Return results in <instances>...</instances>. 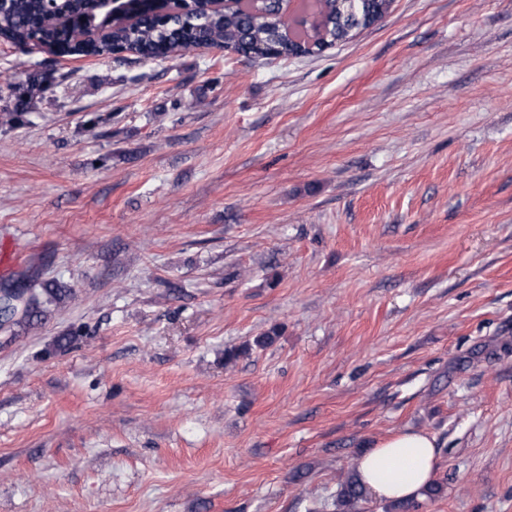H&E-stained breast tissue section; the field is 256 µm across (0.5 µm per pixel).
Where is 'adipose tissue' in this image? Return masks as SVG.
Listing matches in <instances>:
<instances>
[{"instance_id": "1", "label": "adipose tissue", "mask_w": 512, "mask_h": 512, "mask_svg": "<svg viewBox=\"0 0 512 512\" xmlns=\"http://www.w3.org/2000/svg\"><path fill=\"white\" fill-rule=\"evenodd\" d=\"M435 439L415 429L377 443L357 462L358 477L373 498L413 500L431 484L437 469Z\"/></svg>"}]
</instances>
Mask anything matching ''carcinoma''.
<instances>
[{
  "instance_id": "obj_1",
  "label": "carcinoma",
  "mask_w": 512,
  "mask_h": 512,
  "mask_svg": "<svg viewBox=\"0 0 512 512\" xmlns=\"http://www.w3.org/2000/svg\"><path fill=\"white\" fill-rule=\"evenodd\" d=\"M58 8L80 12L87 17L99 13L95 0H78L76 3L62 0ZM130 8L141 10L134 25L115 16L108 21L107 32L102 37L62 39L48 22L43 0H11L0 13V31L18 47L37 42L68 57L106 58L131 53L146 60L168 55L181 45L222 48L226 43L254 51L261 46L277 47L287 54H295L301 49L288 21L285 0H261L256 5L244 3L222 12L208 9L200 0L194 8L178 13H156L144 0H132ZM386 9L387 0H320L317 4L318 26L326 40L339 42L352 36V21L380 14ZM56 80L53 69L36 71L22 87V95L31 102ZM66 297L67 289L46 282L25 305L14 304L8 297L5 303L13 311L21 312V317L12 321L13 325L29 326L41 318L43 305L60 303ZM364 496L355 470H348L339 483L334 502L336 512H359Z\"/></svg>"
}]
</instances>
